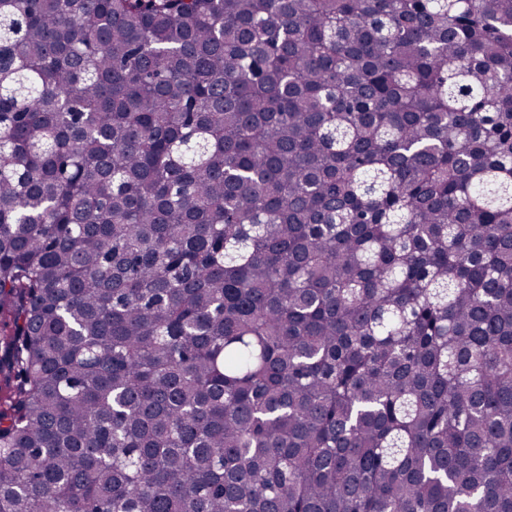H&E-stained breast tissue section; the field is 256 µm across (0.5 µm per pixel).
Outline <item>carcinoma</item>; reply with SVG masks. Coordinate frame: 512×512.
Wrapping results in <instances>:
<instances>
[{
  "label": "carcinoma",
  "instance_id": "obj_1",
  "mask_svg": "<svg viewBox=\"0 0 512 512\" xmlns=\"http://www.w3.org/2000/svg\"><path fill=\"white\" fill-rule=\"evenodd\" d=\"M0 512H512V0H0Z\"/></svg>",
  "mask_w": 512,
  "mask_h": 512
}]
</instances>
